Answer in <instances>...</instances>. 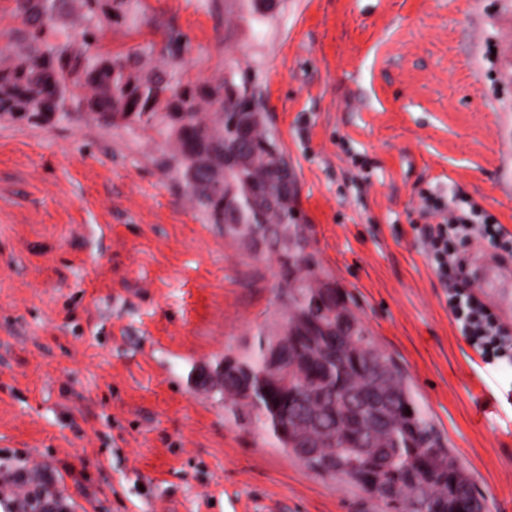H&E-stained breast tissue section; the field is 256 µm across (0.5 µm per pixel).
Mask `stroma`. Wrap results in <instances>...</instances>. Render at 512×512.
Returning a JSON list of instances; mask_svg holds the SVG:
<instances>
[{
  "instance_id": "1",
  "label": "stroma",
  "mask_w": 512,
  "mask_h": 512,
  "mask_svg": "<svg viewBox=\"0 0 512 512\" xmlns=\"http://www.w3.org/2000/svg\"><path fill=\"white\" fill-rule=\"evenodd\" d=\"M0 0V66L27 51ZM191 90L247 88L286 153L300 233L410 377L489 512H512V373L457 331L416 243L459 186L512 231V0H59L77 42ZM158 129L0 113V473L69 512H384L310 470L208 382L281 325L278 263L207 223Z\"/></svg>"
}]
</instances>
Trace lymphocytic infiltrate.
Returning <instances> with one entry per match:
<instances>
[{
    "mask_svg": "<svg viewBox=\"0 0 512 512\" xmlns=\"http://www.w3.org/2000/svg\"><path fill=\"white\" fill-rule=\"evenodd\" d=\"M416 238L445 290L448 311L464 340L484 364L512 367V327L481 298L469 264L472 243L488 247L493 258L512 259V232L496 217L470 203L462 194L448 201L422 197ZM0 512H66L51 479L26 470L13 472L7 491L0 493Z\"/></svg>",
    "mask_w": 512,
    "mask_h": 512,
    "instance_id": "f902f5d3",
    "label": "lymphocytic infiltrate"
}]
</instances>
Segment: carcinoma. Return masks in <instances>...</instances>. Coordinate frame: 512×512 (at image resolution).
<instances>
[{
	"label": "carcinoma",
	"instance_id": "carcinoma-1",
	"mask_svg": "<svg viewBox=\"0 0 512 512\" xmlns=\"http://www.w3.org/2000/svg\"><path fill=\"white\" fill-rule=\"evenodd\" d=\"M16 2L15 16L33 47L0 68V112L32 121L87 110L106 124L128 119L159 123L175 144L169 167L177 171L208 223L280 247L278 288L291 305L284 316L294 315L299 329L285 357L290 384L269 378L272 340L261 333L251 356H226L216 365L224 395L254 411L256 422L279 445L286 446L288 438H305L319 449L315 463L326 456L339 458L332 475L375 494L389 512H470L477 495L463 463L417 405L401 368L370 332L362 325L352 333L339 328L336 362L319 357L324 325L307 316L309 302L317 300L326 312L346 309L347 294L338 287L322 291L325 273L316 256L306 252L302 238L280 242L277 227L288 230L297 217L293 196L275 207L265 204L277 190L274 171L259 159L243 168L224 164V142L234 134L245 99L224 96L222 83L212 86L208 97L215 119L206 121L180 84L163 75L141 81L126 75L138 64L137 57L92 59L87 53L94 38L91 30H85L81 47L52 41L57 0ZM250 136L260 156L268 144L280 149L264 120L253 126ZM230 208L238 212L235 224L225 223ZM303 383L323 391L328 412L318 423L300 399ZM329 435L336 437L334 448L324 447L323 438ZM358 435L368 442L363 451L349 448Z\"/></svg>",
	"mask_w": 512,
	"mask_h": 512
}]
</instances>
